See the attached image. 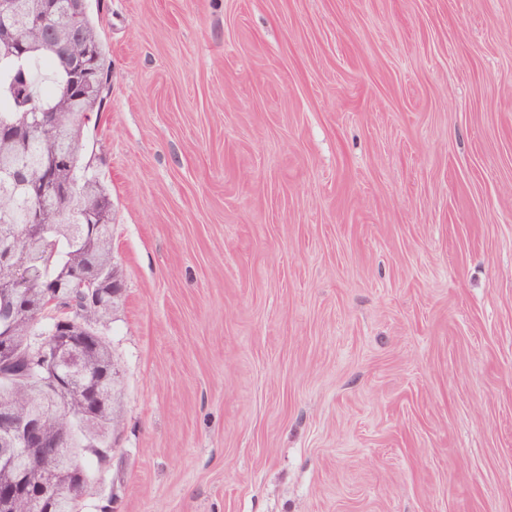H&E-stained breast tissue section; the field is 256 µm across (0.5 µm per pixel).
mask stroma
Returning <instances> with one entry per match:
<instances>
[{
  "mask_svg": "<svg viewBox=\"0 0 512 512\" xmlns=\"http://www.w3.org/2000/svg\"><path fill=\"white\" fill-rule=\"evenodd\" d=\"M123 293L82 512H512V0H87Z\"/></svg>",
  "mask_w": 512,
  "mask_h": 512,
  "instance_id": "stroma-1",
  "label": "stroma"
}]
</instances>
